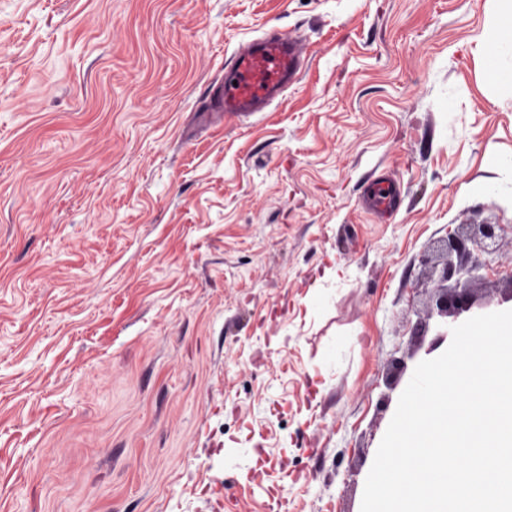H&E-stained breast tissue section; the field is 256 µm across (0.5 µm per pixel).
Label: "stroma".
Segmentation results:
<instances>
[{
    "mask_svg": "<svg viewBox=\"0 0 512 512\" xmlns=\"http://www.w3.org/2000/svg\"><path fill=\"white\" fill-rule=\"evenodd\" d=\"M496 9L0 0V512H360L449 230L496 225L471 313L512 309ZM265 28L285 101L198 111ZM368 200L371 208L381 215L399 209L401 204L394 185L384 175L378 177L371 184L368 191Z\"/></svg>",
    "mask_w": 512,
    "mask_h": 512,
    "instance_id": "stroma-1",
    "label": "stroma"
}]
</instances>
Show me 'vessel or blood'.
Masks as SVG:
<instances>
[{"label": "vessel or blood", "instance_id": "1", "mask_svg": "<svg viewBox=\"0 0 512 512\" xmlns=\"http://www.w3.org/2000/svg\"><path fill=\"white\" fill-rule=\"evenodd\" d=\"M307 61L302 41L280 31L252 38L224 64V76L214 84L204 111L223 113L225 118H246L282 101L297 82ZM371 208L384 215L399 209L401 201L392 182L378 177L368 191Z\"/></svg>", "mask_w": 512, "mask_h": 512}]
</instances>
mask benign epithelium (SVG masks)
Returning a JSON list of instances; mask_svg holds the SVG:
<instances>
[{
	"mask_svg": "<svg viewBox=\"0 0 512 512\" xmlns=\"http://www.w3.org/2000/svg\"><path fill=\"white\" fill-rule=\"evenodd\" d=\"M496 238L494 224H461L442 241L441 249L446 259L430 267V314L446 318L470 309L472 294L469 284L474 271V266L469 264L472 250H493Z\"/></svg>",
	"mask_w": 512,
	"mask_h": 512,
	"instance_id": "7a95c632",
	"label": "benign epithelium"
}]
</instances>
